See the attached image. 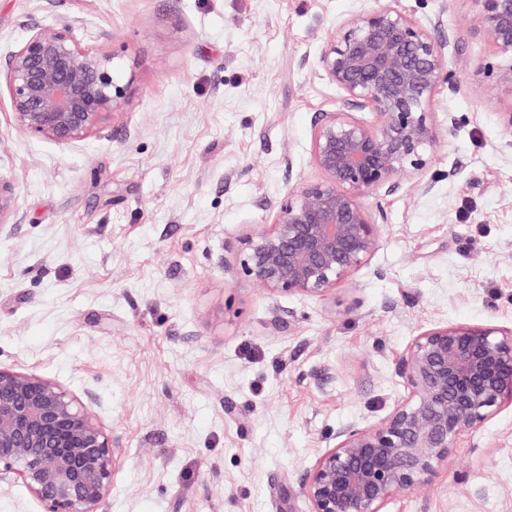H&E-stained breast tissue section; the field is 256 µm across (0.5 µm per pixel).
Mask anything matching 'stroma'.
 Segmentation results:
<instances>
[{
    "label": "stroma",
    "mask_w": 512,
    "mask_h": 512,
    "mask_svg": "<svg viewBox=\"0 0 512 512\" xmlns=\"http://www.w3.org/2000/svg\"><path fill=\"white\" fill-rule=\"evenodd\" d=\"M370 0H0V68L32 26L72 24L126 87L69 145L15 125L0 88V367L92 392L114 448L101 512H309L300 481L338 428L375 424L440 324L512 328V85L475 0H399L454 37L456 92L430 192L382 203L381 247L335 299L269 295L242 270L289 189L321 179L317 67ZM385 512H512V408L463 433L431 485Z\"/></svg>",
    "instance_id": "35a3bbf8"
}]
</instances>
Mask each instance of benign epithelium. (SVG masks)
<instances>
[{
  "instance_id": "obj_1",
  "label": "benign epithelium",
  "mask_w": 512,
  "mask_h": 512,
  "mask_svg": "<svg viewBox=\"0 0 512 512\" xmlns=\"http://www.w3.org/2000/svg\"><path fill=\"white\" fill-rule=\"evenodd\" d=\"M374 0L341 20L317 65L341 91L315 122L312 157L323 179L279 203L272 229L247 242L241 267L270 295L328 299L381 244L387 214L365 198L423 180L439 132L431 112L451 83L445 43ZM472 28L512 85V0H475ZM16 126L71 144L101 129L126 93L111 59L81 46L72 26H34L0 72ZM408 395L377 424L336 431L301 483L310 512H384L397 492L428 487L457 438L512 406V329L439 325L413 337L396 368ZM110 437L90 406L59 383L0 368V494L22 483L40 512H99L112 484Z\"/></svg>"
}]
</instances>
